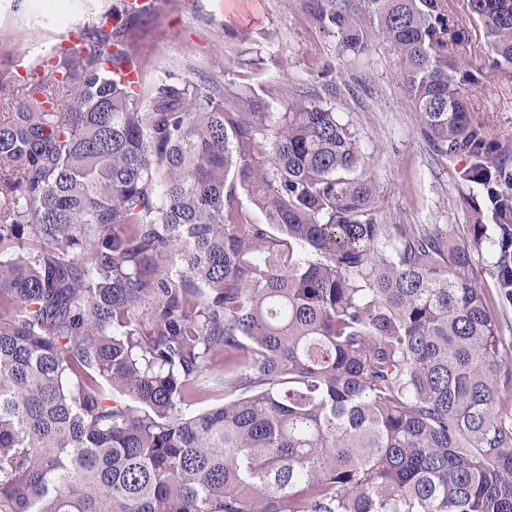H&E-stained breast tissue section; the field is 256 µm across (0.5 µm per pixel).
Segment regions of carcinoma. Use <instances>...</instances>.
<instances>
[{"label": "carcinoma", "instance_id": "cac0c4a2", "mask_svg": "<svg viewBox=\"0 0 512 512\" xmlns=\"http://www.w3.org/2000/svg\"><path fill=\"white\" fill-rule=\"evenodd\" d=\"M477 220L383 224L339 87L171 74L122 20L0 121V512H512V170L464 87L445 0H360ZM512 65V0H468ZM344 55L354 0H310ZM72 85L65 106L58 90ZM230 396L195 413L208 363Z\"/></svg>", "mask_w": 512, "mask_h": 512}]
</instances>
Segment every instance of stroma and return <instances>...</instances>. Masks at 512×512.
Listing matches in <instances>:
<instances>
[{
	"instance_id": "35a3bbf8",
	"label": "stroma",
	"mask_w": 512,
	"mask_h": 512,
	"mask_svg": "<svg viewBox=\"0 0 512 512\" xmlns=\"http://www.w3.org/2000/svg\"><path fill=\"white\" fill-rule=\"evenodd\" d=\"M148 17L132 19L124 33L142 57L141 83L149 88L169 72L193 70L235 85L262 90L273 111L287 100L285 81L316 86L333 78L346 93L337 105L359 133L363 172L377 188L385 224H466L469 202L482 188L464 183L467 155L432 152L409 107L396 57L381 42L357 58L342 56L331 31L316 25L308 0H266L253 24L229 25L221 0H156ZM448 14L463 27L470 46L464 56L481 71L466 87L473 112L489 140L512 161V65H493L484 28L469 16L467 0H446ZM122 0H0V82L17 68L21 53H50L72 45Z\"/></svg>"
}]
</instances>
